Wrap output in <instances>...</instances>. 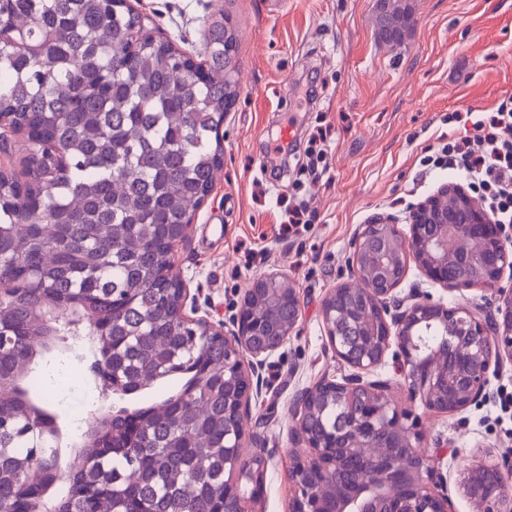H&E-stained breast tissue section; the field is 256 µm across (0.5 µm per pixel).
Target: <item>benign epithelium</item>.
<instances>
[{"mask_svg":"<svg viewBox=\"0 0 512 512\" xmlns=\"http://www.w3.org/2000/svg\"><path fill=\"white\" fill-rule=\"evenodd\" d=\"M445 291L497 290L498 316L477 303L449 305L410 285V263ZM351 280L324 301L328 341L350 373L323 379L295 402L294 441L305 449L288 473L298 512H452L448 480L423 449L422 416L383 380L368 375L392 357L408 399L437 414H455L487 398L489 376L512 362V291L496 288L512 271V226L492 222L474 197L442 184L412 208L408 232L383 213L360 226L351 242ZM288 304V324L271 325L255 312L274 300ZM299 319V300L277 272L252 279L232 329L197 319L205 335L224 340L231 362L225 373L224 466L232 474L221 497L237 512L263 483L268 461L243 453L244 422L262 398L267 360L284 345ZM434 326L440 349L420 353L418 336ZM332 404L336 426L316 430L312 421ZM459 489L475 512H512V461H474L458 473ZM336 484V499L320 488Z\"/></svg>","mask_w":512,"mask_h":512,"instance_id":"obj_1","label":"benign epithelium"}]
</instances>
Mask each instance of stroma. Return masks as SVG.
Returning a JSON list of instances; mask_svg holds the SVG:
<instances>
[{
	"instance_id": "1",
	"label": "stroma",
	"mask_w": 512,
	"mask_h": 512,
	"mask_svg": "<svg viewBox=\"0 0 512 512\" xmlns=\"http://www.w3.org/2000/svg\"><path fill=\"white\" fill-rule=\"evenodd\" d=\"M153 34L204 58L209 21L237 32L238 97L224 121L223 167L175 250L173 275L185 305L216 325L230 324L250 281L285 275L300 316L288 343L267 361V390L245 430L269 459L254 512H289L294 487L291 429L296 396L348 368L332 352L323 301L348 280L349 244L361 224L386 213L406 224L411 207L443 183L460 182L433 160L461 128L449 114L477 119L512 102V0H410L408 34L397 45L376 35V0H130ZM294 124L295 151L284 174L267 170L273 136ZM330 128L329 170L302 173L311 133ZM306 205L309 229L285 236L288 205ZM70 381L36 399L58 419L63 438L82 420L112 410L95 381L92 357L62 342ZM489 397L448 416L421 412L425 450L448 474L455 512H473L458 490L472 459L512 456V365L491 376Z\"/></svg>"
}]
</instances>
